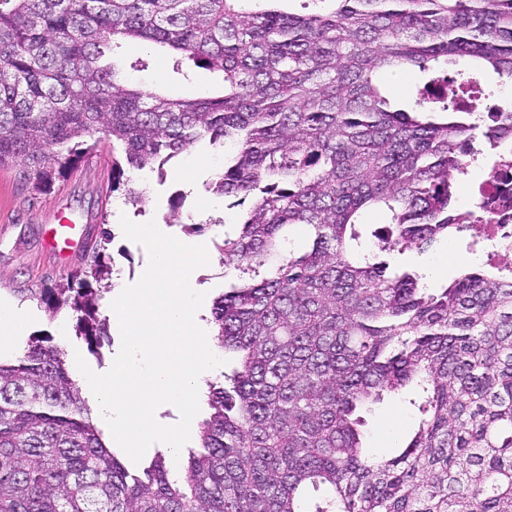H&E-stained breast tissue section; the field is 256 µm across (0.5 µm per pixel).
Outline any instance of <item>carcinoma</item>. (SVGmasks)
<instances>
[{
  "label": "carcinoma",
  "instance_id": "obj_1",
  "mask_svg": "<svg viewBox=\"0 0 512 512\" xmlns=\"http://www.w3.org/2000/svg\"><path fill=\"white\" fill-rule=\"evenodd\" d=\"M298 15L244 0H0V166L30 189L76 147L112 144L125 172L165 166L206 140L228 149L208 190L250 199L224 235L217 344L236 360L208 385L199 450L173 476L155 454L132 473L103 439L66 351L30 340L0 359V512H512V268L426 288L407 251L483 223L456 212L475 143L512 139V104L466 105L479 70L512 80V0H314ZM138 39L223 74L192 99L129 85L107 54ZM466 59L456 76L441 66ZM428 74L396 108L384 76ZM101 134L103 139L94 138ZM383 211L366 230L363 213ZM112 269L40 294L98 317ZM414 386L422 414L390 456L363 446V407ZM327 489L306 510L308 488Z\"/></svg>",
  "mask_w": 512,
  "mask_h": 512
}]
</instances>
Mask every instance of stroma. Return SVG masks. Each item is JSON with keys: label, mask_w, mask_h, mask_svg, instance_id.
<instances>
[{"label": "stroma", "mask_w": 512, "mask_h": 512, "mask_svg": "<svg viewBox=\"0 0 512 512\" xmlns=\"http://www.w3.org/2000/svg\"><path fill=\"white\" fill-rule=\"evenodd\" d=\"M113 58L132 83L148 89L159 83L186 98L217 95L223 90L221 73L195 67L189 61L181 70H173L165 49L149 48L138 40L119 42ZM141 60L145 68L134 69V62ZM223 168V149L203 142L166 165L164 178L134 174L146 198L140 209L126 205L121 193L112 191V152L108 149L81 154L72 168L37 193L20 183L15 170L0 168V293L9 296L26 314L21 335L0 347V357L18 356L27 341L37 336L50 339L68 355H81L92 371L111 368L121 346L117 328H110L97 351H89L84 339L75 334L71 310L65 308L49 315L40 291L84 269L90 245L96 241L103 242L109 266L122 270L124 284L136 283L149 262L145 247L125 236L115 235L107 242L102 239L106 227L124 218L136 224H169L183 244H206L209 262L195 269L191 277L206 302H213L224 291L223 256L218 250L224 240L223 224L233 221L237 214L222 196L205 189ZM178 191L184 192L185 199L180 220L175 223L170 219L171 200ZM62 219L85 226L88 245L66 247L59 243L56 227ZM407 258L425 273V283L431 288L449 283L458 271L488 264L485 251H468L453 234L440 238L426 252H409ZM413 397L410 391L386 397L367 414L364 445L369 453L388 456L399 449L420 418Z\"/></svg>", "instance_id": "stroma-1"}]
</instances>
